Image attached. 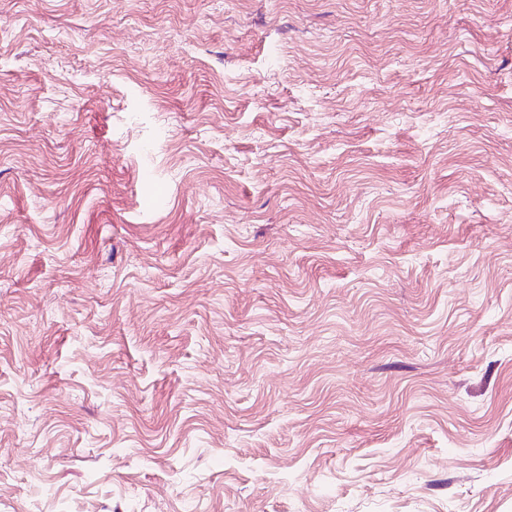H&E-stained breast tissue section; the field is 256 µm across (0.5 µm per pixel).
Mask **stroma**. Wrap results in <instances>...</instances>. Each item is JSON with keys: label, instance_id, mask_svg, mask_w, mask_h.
<instances>
[{"label": "stroma", "instance_id": "35a3bbf8", "mask_svg": "<svg viewBox=\"0 0 512 512\" xmlns=\"http://www.w3.org/2000/svg\"><path fill=\"white\" fill-rule=\"evenodd\" d=\"M0 512H512V0H0Z\"/></svg>", "mask_w": 512, "mask_h": 512}]
</instances>
